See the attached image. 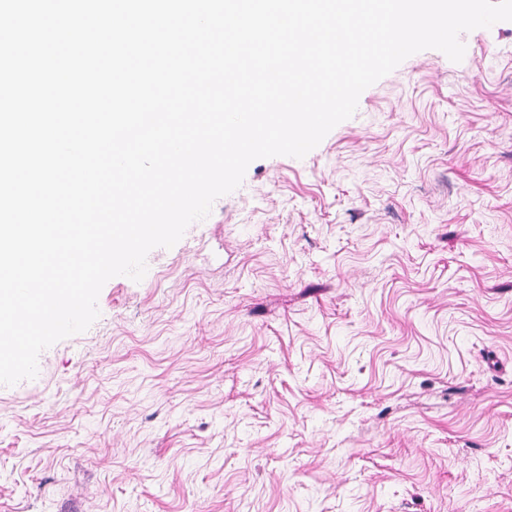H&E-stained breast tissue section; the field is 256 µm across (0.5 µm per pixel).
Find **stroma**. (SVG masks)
<instances>
[{
	"label": "stroma",
	"instance_id": "1",
	"mask_svg": "<svg viewBox=\"0 0 512 512\" xmlns=\"http://www.w3.org/2000/svg\"><path fill=\"white\" fill-rule=\"evenodd\" d=\"M461 40L0 385V512H512V21Z\"/></svg>",
	"mask_w": 512,
	"mask_h": 512
}]
</instances>
